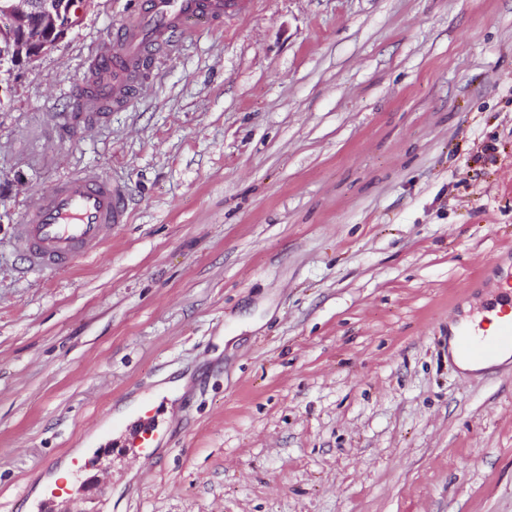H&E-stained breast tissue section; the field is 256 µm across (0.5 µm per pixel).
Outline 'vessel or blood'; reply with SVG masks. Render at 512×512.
Listing matches in <instances>:
<instances>
[{
    "label": "vessel or blood",
    "mask_w": 512,
    "mask_h": 512,
    "mask_svg": "<svg viewBox=\"0 0 512 512\" xmlns=\"http://www.w3.org/2000/svg\"><path fill=\"white\" fill-rule=\"evenodd\" d=\"M242 6V0H146L144 9L122 22L116 41L97 45L90 71L100 79L87 84L83 110L129 108L149 83L154 66L173 51L178 40L192 37L198 26H212ZM126 221L123 189L88 170L65 177L49 193L37 196L17 228L15 242L30 267L58 270L77 257L96 253L113 228ZM457 345L473 362L512 350V317L501 319L488 333L465 332ZM156 404V396L143 397L132 412V421L115 423L126 446L137 449L148 462L161 439Z\"/></svg>",
    "instance_id": "1"
}]
</instances>
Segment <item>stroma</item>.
I'll use <instances>...</instances> for the list:
<instances>
[{"mask_svg": "<svg viewBox=\"0 0 512 512\" xmlns=\"http://www.w3.org/2000/svg\"><path fill=\"white\" fill-rule=\"evenodd\" d=\"M96 0L0 100V512L168 394L46 512H512V360L448 352L512 281V0H246L132 107L65 123ZM120 184L91 256L26 270L68 173ZM156 404L157 397L155 395L143 397L131 412L133 422L121 419L116 421L114 426L120 436L124 437L125 446L137 448L138 453L146 462L153 460L154 448L162 437L156 420ZM134 424H136V428H134Z\"/></svg>", "mask_w": 512, "mask_h": 512, "instance_id": "1", "label": "stroma"}]
</instances>
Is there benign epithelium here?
Wrapping results in <instances>:
<instances>
[{
  "label": "benign epithelium",
  "instance_id": "7a95c632",
  "mask_svg": "<svg viewBox=\"0 0 512 512\" xmlns=\"http://www.w3.org/2000/svg\"><path fill=\"white\" fill-rule=\"evenodd\" d=\"M96 0H0V93L3 76L52 51L79 27Z\"/></svg>",
  "mask_w": 512,
  "mask_h": 512
}]
</instances>
